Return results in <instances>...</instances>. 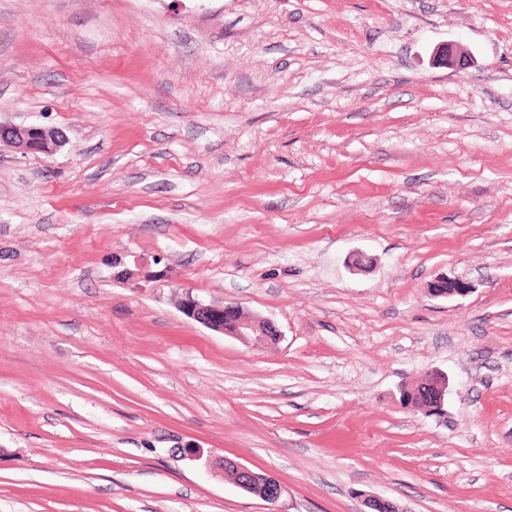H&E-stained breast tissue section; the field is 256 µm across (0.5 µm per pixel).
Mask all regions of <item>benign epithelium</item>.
I'll return each instance as SVG.
<instances>
[{"mask_svg": "<svg viewBox=\"0 0 512 512\" xmlns=\"http://www.w3.org/2000/svg\"><path fill=\"white\" fill-rule=\"evenodd\" d=\"M440 60L448 67L463 69L469 63L466 50L456 44H448L439 52ZM7 143L23 154H51L65 143L62 131L40 125H17L0 122V143ZM469 286L456 279L442 276L432 282L430 292L436 297H452L464 295ZM181 312L190 320L205 328L225 336H231L244 344L265 349L276 344L281 333L273 322L247 314L236 303H206L188 293L180 302ZM423 390L424 405L422 411L438 416L444 411L445 396L448 389V378L438 373L425 382ZM224 465L233 466L239 475L237 486L250 493L258 488L265 489L264 497L277 503L286 492V487L275 477L265 471H255L248 466L224 460Z\"/></svg>", "mask_w": 512, "mask_h": 512, "instance_id": "7a95c632", "label": "benign epithelium"}]
</instances>
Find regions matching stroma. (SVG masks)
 Wrapping results in <instances>:
<instances>
[{
    "label": "stroma",
    "instance_id": "35a3bbf8",
    "mask_svg": "<svg viewBox=\"0 0 512 512\" xmlns=\"http://www.w3.org/2000/svg\"><path fill=\"white\" fill-rule=\"evenodd\" d=\"M0 120L66 136L0 146V512H512V0H0ZM10 144L23 154H51L65 143L62 131L40 125L0 122V144ZM429 290L433 296L448 298L466 294L469 290V286L460 280L442 276L432 282ZM181 312L190 320L244 344L265 349L276 344L281 333L273 322L247 314L236 303H206L186 293L180 302ZM425 385L428 389H423L421 395L424 400L422 411L427 416H439L444 411L445 396L448 389V378L443 373L435 374L434 377L427 380ZM430 412V414H426ZM233 466L239 475L236 483L239 488L248 493L258 488H264V497L272 504H276L287 491L286 487L275 477L265 471H255L248 466L232 461L224 460V467Z\"/></svg>",
    "mask_w": 512,
    "mask_h": 512
}]
</instances>
